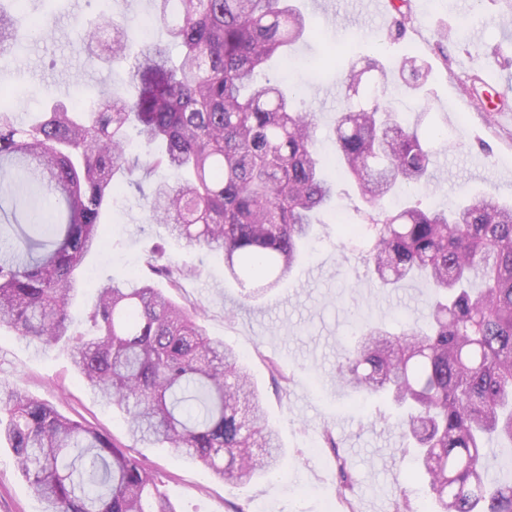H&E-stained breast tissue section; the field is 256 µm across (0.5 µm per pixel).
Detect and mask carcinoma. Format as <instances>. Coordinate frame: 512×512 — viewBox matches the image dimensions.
I'll return each mask as SVG.
<instances>
[{
	"mask_svg": "<svg viewBox=\"0 0 512 512\" xmlns=\"http://www.w3.org/2000/svg\"><path fill=\"white\" fill-rule=\"evenodd\" d=\"M0 2V49L19 39L16 11ZM173 57L134 48L109 10L75 20L89 46L107 39L112 60L135 57L128 94L93 105L51 101L30 124L0 102V328L42 348L69 335V309L85 287V259L106 245L105 210L132 188L150 221L187 247L220 254L240 286L266 293L288 278L310 239L313 214L335 212L322 173L315 113L278 83H257L272 56L307 34L292 0H154ZM395 32L412 21L394 6ZM410 88L428 67L405 58ZM378 59L342 77L345 109L330 134L374 229L365 261L378 284L423 278L434 290L425 326L399 335L363 325L337 369L354 394H383L428 476L436 512H512V482L490 484L488 452L512 444V205L482 195L447 208L382 201L401 184L430 183L433 141L402 123ZM141 147L131 149L129 129ZM190 272L150 257L145 272L95 285V330L73 343L87 387L126 414L130 438L172 452L226 483L282 469L278 432L259 405L241 356L209 336L197 307L180 305L154 278L179 287ZM44 503L43 512H176L160 473L46 400L0 380V443Z\"/></svg>",
	"mask_w": 512,
	"mask_h": 512,
	"instance_id": "carcinoma-1",
	"label": "carcinoma"
}]
</instances>
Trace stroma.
I'll return each instance as SVG.
<instances>
[{"label": "stroma", "mask_w": 512, "mask_h": 512, "mask_svg": "<svg viewBox=\"0 0 512 512\" xmlns=\"http://www.w3.org/2000/svg\"><path fill=\"white\" fill-rule=\"evenodd\" d=\"M312 29L292 52L288 67L271 72L292 86L299 101L315 113L317 136L332 152L328 133L344 104L341 77L354 61L382 56L389 68L409 56L425 60L430 74L423 88L408 92L393 82L388 98L408 122L422 107L429 121L447 123L452 143L440 146L434 183L424 203H448L491 194L512 204V0H411L413 22L404 36H391L394 12L366 17L355 0H296ZM124 19L133 44L167 45L155 21L151 0H111ZM30 13H52L53 27L26 38L22 48L0 51V96L18 103L19 120L39 111L48 98L89 100L110 90H128L132 61L103 63L102 49L85 51L75 19L95 18L93 0H30ZM450 35L440 42V31ZM108 247L89 258L82 275L89 286L72 309L70 333L90 330L94 282L138 270L157 245L179 263L197 268L174 298L201 306L208 335L223 339L248 364L268 419L285 451L280 476L232 486L186 462L167 448L132 442L124 413L92 394L74 370L65 345L43 349L0 329V380L51 400L57 410L85 422L163 476L162 491L177 512H345L336 497L339 466L353 478L355 512H394L409 499L428 512L411 448L396 426L397 412L376 395L358 396L342 388L336 369L361 321L399 333L421 324L432 299L423 280L396 291L373 287L364 256L370 233L343 239L337 225L320 224L306 262L263 300L244 301L224 263L207 250L171 238L164 226L148 223L143 201L129 190L118 196L107 216ZM277 363L287 387L275 385L268 370ZM18 470L10 449L0 447V512H42Z\"/></svg>", "instance_id": "35a3bbf8"}]
</instances>
